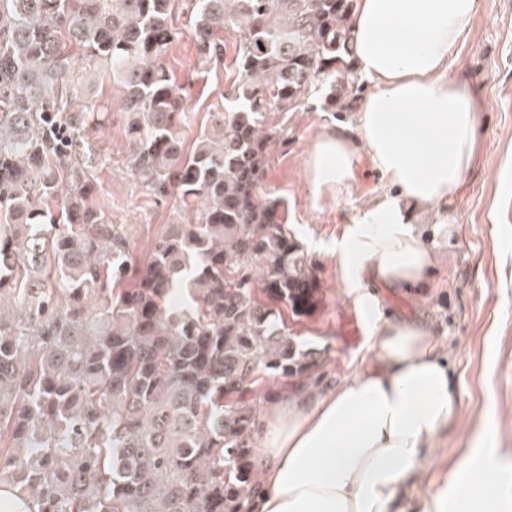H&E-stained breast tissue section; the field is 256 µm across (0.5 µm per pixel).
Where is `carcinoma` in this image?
Instances as JSON below:
<instances>
[{
	"label": "carcinoma",
	"instance_id": "carcinoma-1",
	"mask_svg": "<svg viewBox=\"0 0 512 512\" xmlns=\"http://www.w3.org/2000/svg\"><path fill=\"white\" fill-rule=\"evenodd\" d=\"M175 0H0V512H252L251 385L303 375L284 313L321 303L282 201L262 188L271 112L357 88V0H187L202 60L236 37L228 104L185 149L164 57ZM122 89L129 171L192 218L133 266L85 137Z\"/></svg>",
	"mask_w": 512,
	"mask_h": 512
}]
</instances>
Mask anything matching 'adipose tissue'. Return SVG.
I'll return each instance as SVG.
<instances>
[{"label": "adipose tissue", "mask_w": 512, "mask_h": 512, "mask_svg": "<svg viewBox=\"0 0 512 512\" xmlns=\"http://www.w3.org/2000/svg\"><path fill=\"white\" fill-rule=\"evenodd\" d=\"M478 8L479 0H358L350 41L368 92L353 122L316 140L305 176L317 198L334 200L364 157L383 183L329 245L369 350L336 388H301L267 409L256 512H401L434 437L458 415L430 324L390 318L379 291L427 282L448 237V202L480 160L475 95L448 75ZM417 210L434 213L433 226L413 223ZM464 467V477L416 499L414 512H512L496 448L472 449Z\"/></svg>", "instance_id": "ef3b65f1"}]
</instances>
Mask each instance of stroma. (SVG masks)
Segmentation results:
<instances>
[{
  "label": "stroma",
  "mask_w": 512,
  "mask_h": 512,
  "mask_svg": "<svg viewBox=\"0 0 512 512\" xmlns=\"http://www.w3.org/2000/svg\"><path fill=\"white\" fill-rule=\"evenodd\" d=\"M172 23L182 36L164 62L184 88L190 119L181 135L189 146L207 128L209 113L223 110L229 77L224 66L201 61L186 12L174 8ZM448 74L466 81L477 96L483 156L450 206L448 240L428 287L409 293L388 288L384 295L393 316L421 317L432 325L437 350L448 357L459 416L436 437L428 465L403 497L405 512H412L419 495L460 472L483 434L494 437L503 465L512 468V0H480L471 33L453 51ZM96 91L106 107L87 130L99 153L94 175L102 194L96 202L121 226L129 253L140 262L172 221L177 204L157 202L129 178L124 119L112 110L120 94L108 79L98 81ZM347 103L346 111L326 112L314 95L295 111L268 117L277 137L263 188L283 199L293 235L311 258L322 288L318 309L289 326L303 347L320 349L322 358L305 375L252 385L265 407L298 384L318 393L334 388L352 376L367 353L362 331L340 295L336 259L326 244L381 182L372 174L338 200L319 201L305 180L315 140L327 126L358 111L359 98Z\"/></svg>",
  "instance_id": "1"
}]
</instances>
